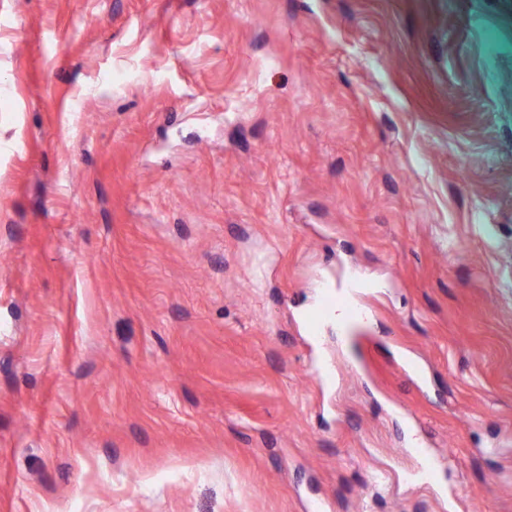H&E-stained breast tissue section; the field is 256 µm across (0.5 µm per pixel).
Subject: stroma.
<instances>
[{
    "label": "stroma",
    "instance_id": "1",
    "mask_svg": "<svg viewBox=\"0 0 512 512\" xmlns=\"http://www.w3.org/2000/svg\"><path fill=\"white\" fill-rule=\"evenodd\" d=\"M509 76L512 0H0V512H512Z\"/></svg>",
    "mask_w": 512,
    "mask_h": 512
}]
</instances>
